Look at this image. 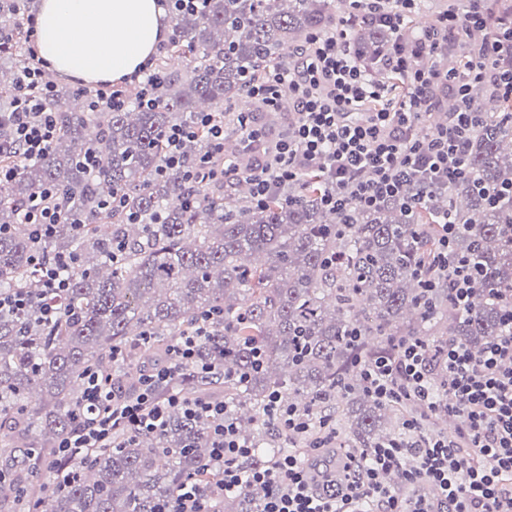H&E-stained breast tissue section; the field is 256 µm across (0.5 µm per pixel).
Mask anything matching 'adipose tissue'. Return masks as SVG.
<instances>
[{
	"label": "adipose tissue",
	"instance_id": "ef3b65f1",
	"mask_svg": "<svg viewBox=\"0 0 512 512\" xmlns=\"http://www.w3.org/2000/svg\"><path fill=\"white\" fill-rule=\"evenodd\" d=\"M38 52L55 75L119 82L149 67L170 24L160 0H41Z\"/></svg>",
	"mask_w": 512,
	"mask_h": 512
}]
</instances>
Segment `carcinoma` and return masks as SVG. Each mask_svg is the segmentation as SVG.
Wrapping results in <instances>:
<instances>
[{
  "label": "carcinoma",
  "mask_w": 512,
  "mask_h": 512,
  "mask_svg": "<svg viewBox=\"0 0 512 512\" xmlns=\"http://www.w3.org/2000/svg\"><path fill=\"white\" fill-rule=\"evenodd\" d=\"M28 14L30 0H0V59L10 63L0 68V165L17 170L0 185V293L29 295L23 310L0 313V512H162L175 507L183 482L213 478V422L177 408L155 432L122 431L112 446L90 449L52 492L43 482L55 447L76 426L88 371L111 374L130 395L140 369L165 362L174 337L193 334L206 315L214 318L199 354L218 369L185 366L175 389L189 400L224 399L238 438L253 449L240 461L245 471L290 451L287 440L265 435L272 391L300 410L333 407L351 444L372 448L402 431L396 405L357 382L356 356L420 337L438 379L448 340L478 352L503 335L512 300V100L489 84L470 90L481 125L467 171L448 193L411 205L408 192L342 220L321 205L315 177L289 197L254 203L252 161L238 152V117L226 118L225 106L312 35L339 27L360 63L400 97L405 81L381 68L393 39L387 29L339 15L336 0H209L204 14L175 19L153 90L159 105L142 107L132 94L124 110L94 111L92 92L57 88L55 98H73L80 110H56L52 150L25 162L9 148L8 112L15 76L31 64ZM488 14L487 33L512 21V0H492ZM174 56L189 59L188 79L167 71ZM204 103L226 133L212 164L224 165L227 153L238 166L227 187L185 177L211 154L205 129L180 144L178 166L167 165V132L193 124ZM45 186L61 216L37 239L26 204ZM445 210L466 225L456 250L477 262L466 311L448 306L447 289L425 284L435 216ZM38 255L69 263L64 293L41 286ZM46 303L58 309L50 322ZM118 350L125 360L114 363ZM266 495L248 485L212 512H259Z\"/></svg>",
  "instance_id": "carcinoma-1"
}]
</instances>
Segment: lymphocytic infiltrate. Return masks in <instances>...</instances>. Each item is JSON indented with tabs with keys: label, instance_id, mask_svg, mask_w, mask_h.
Here are the masks:
<instances>
[{
	"label": "lymphocytic infiltrate",
	"instance_id": "lymphocytic-infiltrate-1",
	"mask_svg": "<svg viewBox=\"0 0 512 512\" xmlns=\"http://www.w3.org/2000/svg\"><path fill=\"white\" fill-rule=\"evenodd\" d=\"M364 18L400 31L418 0H350ZM464 16L446 15L421 30L411 53L393 50L385 68L401 75L408 91L401 99L359 65L344 31L314 36L306 50L288 66L269 69L248 95L270 113H277L282 94L293 110L276 136H269L253 113L242 115L240 147L257 160L252 173L253 198L265 202L272 194L298 183L309 173L323 181L322 204L338 216L358 208H374L400 197L414 185L425 201L465 172L471 136L479 125L476 112L462 105L448 126L431 127L436 95L442 90L466 97L470 83L490 80L498 95L512 97V67L488 73L487 59L512 60V24L489 37L479 52L449 56L451 45L465 44L470 28L485 26L484 0H468ZM43 59L24 69L18 84L12 121V145L22 159L46 156L55 141V114L40 85ZM438 253L427 287H444L455 308L468 309L475 268L458 255L453 243L460 231L450 212L438 214ZM507 331L480 354L452 342L442 349L446 366L444 402L432 399L431 355L421 339L394 341L391 352L359 364L362 385L376 398L427 402L433 416L451 414L462 424L452 436L427 435L417 419L405 423L407 437L345 455L342 487L318 486L317 477L294 454L279 456L270 465L243 471L240 459L250 447L239 442L223 402L189 401L179 393L157 397L188 364L204 373L213 364L200 361L198 342L207 332L175 338L163 364L140 374V391L124 397L111 390L107 377L88 374L81 395L78 425L60 442L52 466L66 470L86 449L111 440L119 429L151 432L169 410L204 413L214 424L212 459L217 481L185 483L177 512H210L209 505L244 483L268 486L260 512H512V307L505 315ZM265 414L279 432H308L313 413L298 412L271 393ZM495 468H486V459Z\"/></svg>",
	"mask_w": 512,
	"mask_h": 512
}]
</instances>
